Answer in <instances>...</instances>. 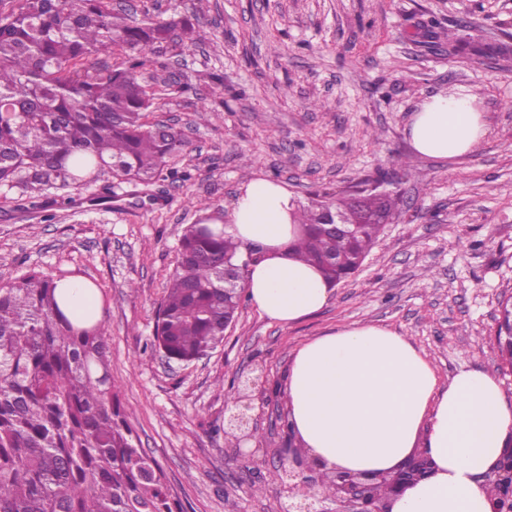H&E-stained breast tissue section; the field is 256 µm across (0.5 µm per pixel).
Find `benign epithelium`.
<instances>
[{
    "mask_svg": "<svg viewBox=\"0 0 512 512\" xmlns=\"http://www.w3.org/2000/svg\"><path fill=\"white\" fill-rule=\"evenodd\" d=\"M233 404L234 410L227 417L228 429L244 434L251 420L250 395L244 390L240 391ZM272 454L282 462L288 461V467L281 468V472L288 477V491L292 496L289 512H328L321 507L326 495L319 492V486L329 476L335 489L331 500L340 506L336 512H389L387 503L369 497L368 487L376 479L374 475L333 470L317 476L313 467L301 462V454L293 447L276 448ZM428 471L427 460L414 456L408 458L387 476L390 495H399L411 480L423 477ZM493 476L501 483L506 495L503 503L491 508V512H512V443L503 450L494 465Z\"/></svg>",
    "mask_w": 512,
    "mask_h": 512,
    "instance_id": "1",
    "label": "benign epithelium"
}]
</instances>
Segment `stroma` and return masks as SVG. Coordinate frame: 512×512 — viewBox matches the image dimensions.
I'll list each match as a JSON object with an SVG mask.
<instances>
[{
	"label": "stroma",
	"mask_w": 512,
	"mask_h": 512,
	"mask_svg": "<svg viewBox=\"0 0 512 512\" xmlns=\"http://www.w3.org/2000/svg\"><path fill=\"white\" fill-rule=\"evenodd\" d=\"M125 1L137 19L175 14L204 36L150 53L147 67L167 84L152 120L181 129L188 147L149 198L113 196L105 172L50 191L44 213L9 200L0 282L34 269L93 288L126 419L184 512H284L288 491L257 451L288 445L270 420L286 412L303 342L371 322L411 339L441 382L462 369L499 374L495 314L512 294V0H112ZM213 76L224 104L205 125ZM450 86L476 95L488 134L472 155L407 172L410 118ZM380 171L399 198L393 220L323 310L282 325L246 300L208 358L186 366L156 350V311L200 205L230 209L256 177L305 205ZM254 369L252 436L239 442L224 432L225 395ZM499 376L512 404V374Z\"/></svg>",
	"instance_id": "1"
}]
</instances>
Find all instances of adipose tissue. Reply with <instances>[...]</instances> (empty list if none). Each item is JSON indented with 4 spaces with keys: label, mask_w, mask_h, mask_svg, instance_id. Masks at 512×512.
Returning a JSON list of instances; mask_svg holds the SVG:
<instances>
[{
    "label": "adipose tissue",
    "mask_w": 512,
    "mask_h": 512,
    "mask_svg": "<svg viewBox=\"0 0 512 512\" xmlns=\"http://www.w3.org/2000/svg\"><path fill=\"white\" fill-rule=\"evenodd\" d=\"M415 154L448 160L473 154L488 134L476 98L462 86L426 98L407 128ZM297 204L267 178L240 186L224 232L259 244L244 271L260 316L291 324L320 312L333 286L292 245ZM287 421L311 465L383 474L421 453L430 473L407 485L390 512H490L482 475L512 437V405L497 377L458 371L441 383L408 339L372 323H354L299 346L288 367Z\"/></svg>",
    "instance_id": "1"
}]
</instances>
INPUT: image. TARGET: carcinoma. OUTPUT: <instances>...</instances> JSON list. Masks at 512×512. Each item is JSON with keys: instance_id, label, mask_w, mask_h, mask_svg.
I'll list each match as a JSON object with an SVG mask.
<instances>
[{"instance_id": "1", "label": "carcinoma", "mask_w": 512, "mask_h": 512, "mask_svg": "<svg viewBox=\"0 0 512 512\" xmlns=\"http://www.w3.org/2000/svg\"><path fill=\"white\" fill-rule=\"evenodd\" d=\"M0 8V195L94 182L147 190L187 146L178 128L149 121L154 92L147 53L176 31L201 40L187 19L137 20L111 0H8ZM118 52L110 67L89 58ZM394 199L302 206L295 255L337 284L361 267L389 223ZM340 214L347 232L324 224ZM199 208L178 247L156 315L155 346L189 365L224 341L242 301L240 244ZM239 266L225 271L224 261ZM62 279L31 270L0 283V512H180L158 463L133 436L112 385L102 323L62 310Z\"/></svg>"}]
</instances>
